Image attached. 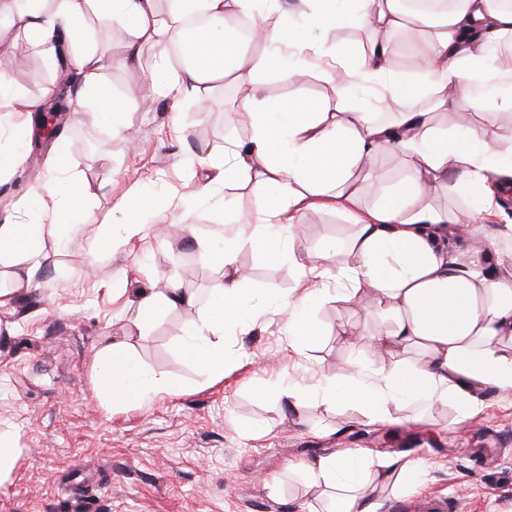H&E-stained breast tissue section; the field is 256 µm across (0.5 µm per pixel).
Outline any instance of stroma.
I'll return each mask as SVG.
<instances>
[{
    "label": "stroma",
    "mask_w": 512,
    "mask_h": 512,
    "mask_svg": "<svg viewBox=\"0 0 512 512\" xmlns=\"http://www.w3.org/2000/svg\"><path fill=\"white\" fill-rule=\"evenodd\" d=\"M38 53L24 34L10 32L0 73L28 98L65 92L73 64L37 66ZM154 54L144 48L140 67L99 73L126 105L134 139L71 115L56 142L27 143L24 162L0 182L1 217L52 177L49 159L63 144L61 176L83 175L90 193V214L71 238L61 239L55 218L44 216L35 286L0 306V433L15 448L14 465L0 478V512H325L324 492L308 483L304 466L346 448L375 458L405 455L423 465L424 480L383 492L378 512H407L430 498L447 500L454 512H512V393L483 391L480 412L461 424L448 411L434 425L393 428L368 424L350 408L330 412L315 404L294 423L278 399L257 393L262 382L309 384L354 366H378L379 358L347 337L357 307L321 306L317 318L328 334L304 356L282 314L258 316L245 332L226 333L232 362L222 380L210 383L178 352L186 324L203 316V306L173 311L146 335L128 322L139 292L160 279L200 295L222 283L191 229L223 230L225 210L161 212L141 236L117 239L107 256L94 249L99 221L130 196L191 195L201 164L248 135L233 121L239 91L231 83H213L176 107L162 95L143 107ZM258 77L271 99H288L299 87L310 100L336 105L315 70L304 69L292 86L270 72ZM436 202L474 212L488 250L512 251V194L501 196L489 215L478 213L479 198L460 181L441 189ZM300 224L315 251L350 231L347 216L330 210L304 211ZM242 257L251 270L249 288L290 298L314 288L294 261H270L252 241L244 242ZM121 330L132 355L183 379L186 390L140 405L104 404L96 395L98 354Z\"/></svg>",
    "instance_id": "35a3bbf8"
}]
</instances>
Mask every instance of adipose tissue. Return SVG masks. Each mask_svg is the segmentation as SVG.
I'll list each match as a JSON object with an SVG mask.
<instances>
[{
  "instance_id": "1",
  "label": "adipose tissue",
  "mask_w": 512,
  "mask_h": 512,
  "mask_svg": "<svg viewBox=\"0 0 512 512\" xmlns=\"http://www.w3.org/2000/svg\"><path fill=\"white\" fill-rule=\"evenodd\" d=\"M201 11L209 23L195 41L197 63L171 70L166 47L181 34L185 14ZM120 23L127 40L112 49L114 61L129 67L140 62L143 47L157 50L150 94L173 101L196 95L200 86L230 78L246 94L235 107L246 140L231 143L209 160L213 178L199 186L185 206L209 203L215 186L252 181L258 211L251 239L271 260L298 259L303 273H332L335 298L369 303L363 312L369 348L384 356L378 368L355 367L310 385L260 386L274 393L291 413L314 403L329 410L357 408L368 423L392 426L431 423L445 408L457 420L479 412V393L493 387L512 391V281L497 277L488 252L471 244L457 250L451 242L463 231V213L440 208L432 199L448 174L472 188L495 180L512 188V136L489 139L466 122V115L491 108L512 114V67L496 64L492 49L512 44V7L505 0H452L448 9L420 12L405 0H174L160 11L158 0H0V14L13 18L38 46L44 62L56 59L58 43L77 51L70 101L73 112L126 129V106L96 84L102 58L85 50L89 14ZM260 16L268 51L254 59L227 31L234 15ZM351 20L366 29V50L341 51L330 60L329 31ZM405 34L414 45L406 69H399L390 35ZM297 43L299 54H312L317 71L337 98L327 110L304 95L281 102L270 99L258 80L261 71L294 81L298 70L281 54ZM372 87L396 103L394 118H370L360 89ZM461 115L455 132L439 128L440 111ZM412 161L406 177L381 202L365 205L377 193L373 162L391 151ZM86 196L81 177L45 180L36 196L18 205L16 218L0 223V304L36 278L44 226L43 210H52L60 237L76 229L72 218ZM158 208L150 197H131L122 205L121 224L101 223L95 250L111 252L115 230L132 237L144 229L142 218ZM310 208L347 213L352 233L327 240L320 255L310 254L296 233V215ZM203 257L223 270L224 281L211 289L206 315L187 323L180 352L216 380L228 366L224 334L245 329L266 307L286 313V327L297 350L317 346L326 329L314 316L327 296L314 290L296 299L271 291L255 294L241 258L240 233L214 242L208 229L196 228ZM197 297L178 282L144 290L131 317L140 334L171 312L196 304ZM99 397L107 403H144L182 389L179 379L146 366L125 342L105 346L97 365ZM309 483L325 488L328 512H377L375 492L419 483L420 463L403 456L376 460L354 452L317 457L305 468Z\"/></svg>"
}]
</instances>
